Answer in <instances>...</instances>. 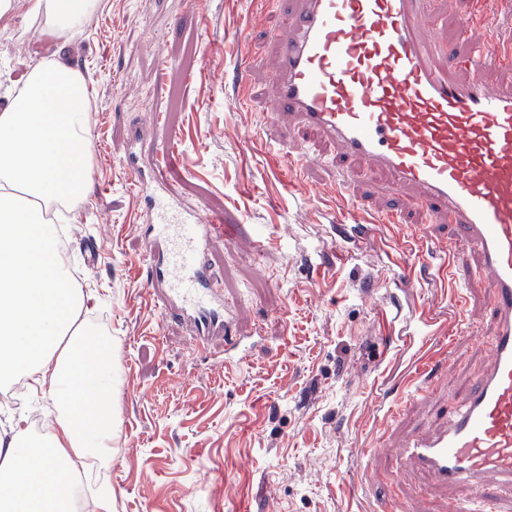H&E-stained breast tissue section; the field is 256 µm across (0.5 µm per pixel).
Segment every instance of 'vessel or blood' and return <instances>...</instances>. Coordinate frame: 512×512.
Returning <instances> with one entry per match:
<instances>
[{
  "instance_id": "obj_1",
  "label": "vessel or blood",
  "mask_w": 512,
  "mask_h": 512,
  "mask_svg": "<svg viewBox=\"0 0 512 512\" xmlns=\"http://www.w3.org/2000/svg\"><path fill=\"white\" fill-rule=\"evenodd\" d=\"M439 0H302L276 37L275 110L288 146L316 133L339 157L384 171L392 186L413 189L411 203L429 217L420 238L436 240V222L455 225L441 244V278L478 266L489 286L493 345L447 425L401 434L403 468L426 475L446 497V512H512V91L488 90L483 70L512 66V39L466 18L478 50L439 69V50L421 26ZM468 82L455 78L458 69ZM161 116L132 126L125 166L150 215L141 237L152 274L145 295L164 319L189 324L198 341L220 342L226 359L246 348L224 285L213 271L216 247L236 234L222 215L185 209L168 177L173 149L158 147ZM434 356L419 351L411 386L397 408L420 397Z\"/></svg>"
}]
</instances>
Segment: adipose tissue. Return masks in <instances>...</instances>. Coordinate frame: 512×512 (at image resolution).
<instances>
[{
	"label": "adipose tissue",
	"mask_w": 512,
	"mask_h": 512,
	"mask_svg": "<svg viewBox=\"0 0 512 512\" xmlns=\"http://www.w3.org/2000/svg\"><path fill=\"white\" fill-rule=\"evenodd\" d=\"M97 0H28L45 32L81 31ZM0 110V381L27 377L60 406L43 448L14 424L0 436V512H66V477L112 438V351L85 342V300L70 288L47 213L77 209L90 164L82 74L59 60L24 73Z\"/></svg>",
	"instance_id": "obj_1"
}]
</instances>
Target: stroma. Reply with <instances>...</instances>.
Listing matches in <instances>:
<instances>
[{"instance_id": "1", "label": "stroma", "mask_w": 512, "mask_h": 512, "mask_svg": "<svg viewBox=\"0 0 512 512\" xmlns=\"http://www.w3.org/2000/svg\"><path fill=\"white\" fill-rule=\"evenodd\" d=\"M288 2L98 0L94 27L64 44L40 39V20L23 6L0 23V108L24 72L57 56L90 92L89 192L65 228L73 257L87 238L101 244L81 274L89 315H110L112 512H443V494L420 495L401 475L386 428L442 424L482 370L493 332L486 282L470 271V304L457 307L435 277L434 243L410 233L423 214L405 194L382 193L379 170L362 168L356 182L369 200L363 215L344 211L336 166L297 171L285 156L244 164L271 107L273 36ZM148 112L162 115L163 143L177 150L171 177L185 203L238 226L237 245L212 256L238 333L251 339L247 357L228 366L181 324L160 321L144 293L145 216L124 132ZM397 206L401 223H375ZM401 250L415 266L411 288L393 264ZM423 312L461 333L440 339L446 368L395 417Z\"/></svg>"}]
</instances>
